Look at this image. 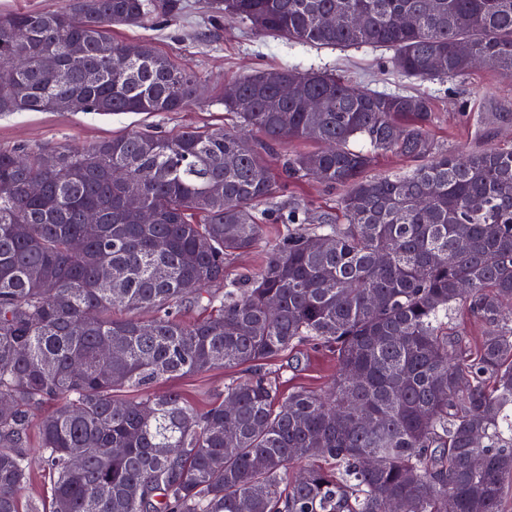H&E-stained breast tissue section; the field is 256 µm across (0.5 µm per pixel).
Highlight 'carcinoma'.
<instances>
[{
    "instance_id": "obj_1",
    "label": "carcinoma",
    "mask_w": 512,
    "mask_h": 512,
    "mask_svg": "<svg viewBox=\"0 0 512 512\" xmlns=\"http://www.w3.org/2000/svg\"><path fill=\"white\" fill-rule=\"evenodd\" d=\"M206 5L259 34L388 47L408 77L460 76L479 61L512 77V0ZM184 8L69 0L0 14V69L16 84L0 112L63 111L73 96L85 112L189 107L201 97L192 74L146 43H112L108 30ZM336 13L353 23L327 25ZM404 16L412 25H401ZM73 42L84 45L76 59ZM130 51L138 58L126 59ZM279 72L297 79L299 93L280 100L264 71L236 81L237 98L224 101L239 119L233 130L0 149V512H501L512 484V319L503 317L512 302V150L450 155L428 134L425 97ZM312 99L321 111L309 109ZM287 139L319 144L288 159V174L346 189L342 217L322 212L311 227L303 208L288 210V234L261 273L228 281L226 259L263 239L258 206L278 187L265 155ZM387 153L415 167L363 178ZM33 178L43 184L37 196L28 193ZM215 183L223 195L210 192ZM130 194L154 223H139ZM87 210L100 218L92 233ZM318 237L326 250L310 249ZM75 238L80 252L70 249ZM105 270L110 287L99 288ZM187 300L215 303L216 313L186 324L178 312ZM458 306L487 327L472 347L449 332ZM307 342L336 357L325 396L300 389L280 401L258 374L224 387V400L205 410L177 391L113 398L257 366ZM105 347L122 354L104 362ZM50 401L57 407L34 420ZM34 427L49 496L24 508ZM302 459L318 465L286 482Z\"/></svg>"
}]
</instances>
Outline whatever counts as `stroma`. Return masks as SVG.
<instances>
[{
  "instance_id": "35a3bbf8",
  "label": "stroma",
  "mask_w": 512,
  "mask_h": 512,
  "mask_svg": "<svg viewBox=\"0 0 512 512\" xmlns=\"http://www.w3.org/2000/svg\"><path fill=\"white\" fill-rule=\"evenodd\" d=\"M184 2L186 8L178 19L116 26L112 29V41L149 43L192 72L206 91L201 104L181 112H0V148L51 151L89 147L133 131H159L175 136L190 129H231L236 120L225 112L221 101L225 83L286 65L302 72L336 73L364 90L403 91L427 97L434 115L429 134L437 147L448 153L512 147V118L504 122L493 118L497 112L512 115V77L492 66L477 67L457 78H410L393 67L389 49L320 48L262 35L245 22L211 17L204 0ZM311 148V143L297 140L277 146L271 166L279 189L261 204V211L273 214L295 206L312 215L336 211L343 189L326 188L310 176L291 179L282 169L286 158ZM287 232V225L267 222L265 236L255 249L227 259L229 279L256 276L268 249ZM257 372L275 382L284 398L300 388L328 390L336 377V361L330 353L306 345L281 353L258 368H215L165 379L155 384L152 392L161 395L178 391L197 407L205 408L223 399L228 383L243 381Z\"/></svg>"
}]
</instances>
